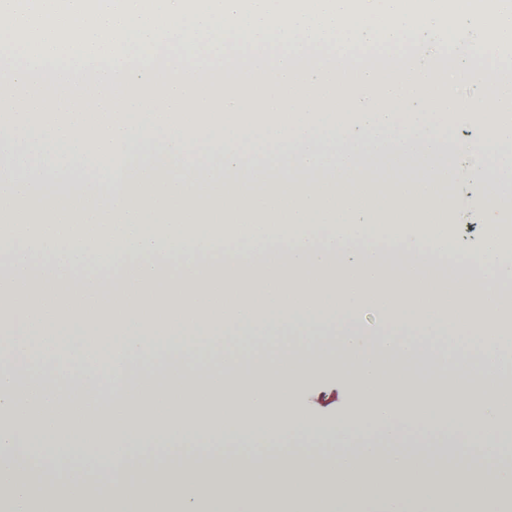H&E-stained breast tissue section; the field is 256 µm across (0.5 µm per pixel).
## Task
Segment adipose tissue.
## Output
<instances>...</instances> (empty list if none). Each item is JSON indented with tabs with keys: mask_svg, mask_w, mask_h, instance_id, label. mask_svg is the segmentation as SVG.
Wrapping results in <instances>:
<instances>
[{
	"mask_svg": "<svg viewBox=\"0 0 512 512\" xmlns=\"http://www.w3.org/2000/svg\"><path fill=\"white\" fill-rule=\"evenodd\" d=\"M304 11L330 30L305 48L329 53L338 111L0 119V270L25 258L0 306V512H396L409 470L433 512H512V0ZM446 80L495 110L425 106ZM451 111L485 138L458 139ZM474 154L485 243L469 256L425 211ZM351 178L384 207H351ZM148 182L178 204L165 222L144 221ZM65 284L84 299L67 320ZM428 343L443 382L407 369ZM331 366L357 397L342 426L290 399ZM64 374L110 379L109 418L48 394ZM423 424L475 428L469 477L399 432ZM289 431L323 454H275ZM213 438L271 453L183 455ZM145 443L164 456L137 459Z\"/></svg>",
	"mask_w": 512,
	"mask_h": 512,
	"instance_id": "1",
	"label": "adipose tissue"
}]
</instances>
